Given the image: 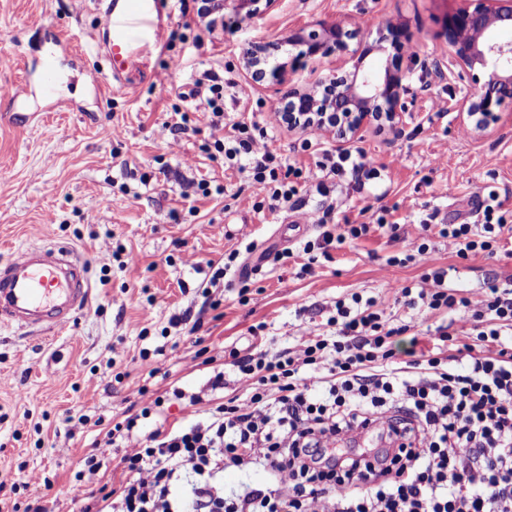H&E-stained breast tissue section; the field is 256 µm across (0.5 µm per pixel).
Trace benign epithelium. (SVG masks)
<instances>
[{"label": "benign epithelium", "instance_id": "benign-epithelium-1", "mask_svg": "<svg viewBox=\"0 0 512 512\" xmlns=\"http://www.w3.org/2000/svg\"><path fill=\"white\" fill-rule=\"evenodd\" d=\"M456 8L446 15L441 36L450 50V64L460 68L473 92L457 107L466 113L469 126L483 130L500 120L503 107L512 106V41L490 37L494 30L512 29V0H456ZM275 0H224V8L251 19L269 10ZM352 33L341 24L302 28L288 38L299 48L298 57L316 59L348 50ZM411 44L406 31L391 23L380 25L379 45L355 50L344 65L324 76L309 89H293L284 97L279 116L288 127H319L344 143L361 137L368 127L378 125L402 132L408 112L405 75L382 72L367 61L374 51L389 48L401 55ZM283 42L269 40L252 45L243 58L253 82L266 77L276 80L286 70L284 61L270 66V59L282 51Z\"/></svg>", "mask_w": 512, "mask_h": 512}]
</instances>
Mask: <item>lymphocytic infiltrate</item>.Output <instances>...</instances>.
I'll return each instance as SVG.
<instances>
[{
	"label": "lymphocytic infiltrate",
	"mask_w": 512,
	"mask_h": 512,
	"mask_svg": "<svg viewBox=\"0 0 512 512\" xmlns=\"http://www.w3.org/2000/svg\"><path fill=\"white\" fill-rule=\"evenodd\" d=\"M267 136V126L241 121L229 137L202 149L246 172L256 210L288 209L317 226L315 238L276 255L301 259V273H313L332 250L375 227L409 243L404 257H390L393 265L425 255L433 235L463 259L494 254L512 235V210L493 191L478 205L480 223L448 224L431 214L411 239L382 216L372 226L338 224L329 202L337 183L361 189L379 170L356 149L325 155L311 174L270 149ZM304 183L320 205L304 208ZM255 250L245 237L221 260L190 255L184 263L207 266L211 287L243 295L251 281L238 260ZM445 277L441 269L424 274L425 288L403 286L399 295L411 309L462 313L471 324L467 336L441 325L430 346L411 337L409 348L398 351L409 324L391 323L377 301L355 294L337 300L326 320L329 333L300 330L293 346L273 354L216 351L209 363L230 359L235 388L218 370L208 388L224 391L223 401L177 392L196 408L184 425H160V396L113 422L104 445L122 449L124 477L79 512H313L319 501L327 512H512V288L492 283L480 298L458 297L445 288ZM151 418L156 428L142 433ZM376 421L406 429L405 444L376 453L340 447ZM253 466L268 473L269 485L225 497V470Z\"/></svg>",
	"instance_id": "1"
}]
</instances>
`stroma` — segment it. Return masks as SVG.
Returning a JSON list of instances; mask_svg holds the SVG:
<instances>
[{
    "mask_svg": "<svg viewBox=\"0 0 512 512\" xmlns=\"http://www.w3.org/2000/svg\"><path fill=\"white\" fill-rule=\"evenodd\" d=\"M455 0H276L264 15L243 19L220 12L214 23L200 18L198 0H166L167 37L149 59L152 81H137L127 94L104 95L107 68L97 55L103 18L94 0H0V264L33 243L66 244L88 269L93 291L74 324L57 334L27 338L0 327V471L15 486L0 489V501L18 508L40 505L47 512H72L69 489L101 427L111 426L145 401L166 396L168 423L193 420L173 390H204L213 368L201 347L244 349L252 325L264 324L262 347L276 352L292 343L301 327L319 329L337 298L353 293L375 298L392 323L435 330L446 317L410 309L396 300L402 285H417L430 267L448 268L455 293L479 298L488 279L512 284V257L483 254L458 258L438 243L422 261L389 264L401 246L379 231L332 250L314 274L299 277L293 263H261L247 302L237 291L220 293L210 307L204 273L182 257L219 260L249 236L258 252L288 243L291 213L255 212L246 177L223 157L199 150L217 137L194 82L206 70L228 80L224 124L254 115L270 119L288 90L306 89L343 63L332 54L287 67L280 80L251 82L243 50L262 39H285L318 23H340L356 39L373 41L384 21L407 30L416 59L373 54L379 69L407 73L409 111L402 134L369 128L356 148L383 169L380 180L360 191L336 189V216L372 221L388 210L405 227L436 212L449 223L472 222L489 191L512 210V109L488 128L468 132L466 115L452 102L469 95L468 81L448 63L440 38L442 18ZM51 60L60 74L59 100L38 92L40 65ZM190 124L179 145L167 147L160 125L175 111ZM308 131L274 122L271 149L305 170L315 167L318 148L339 149L331 133L317 148L301 150ZM224 187L218 199L197 192L200 180ZM133 254L135 263L112 262L106 254ZM198 322L195 334L169 324L172 315ZM163 348L162 373L151 374L142 350ZM53 482L45 489L36 481Z\"/></svg>",
    "mask_w": 512,
    "mask_h": 512,
    "instance_id": "obj_1",
    "label": "stroma"
}]
</instances>
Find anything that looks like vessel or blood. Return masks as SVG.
I'll list each match as a JSON object with an SVG mask.
<instances>
[{
	"label": "vessel or blood",
	"mask_w": 512,
	"mask_h": 512,
	"mask_svg": "<svg viewBox=\"0 0 512 512\" xmlns=\"http://www.w3.org/2000/svg\"><path fill=\"white\" fill-rule=\"evenodd\" d=\"M109 34L100 50L108 64L106 86L123 91L130 73L146 75L164 42L160 0H96ZM87 273L66 245L34 243L0 267V323L59 330L87 306Z\"/></svg>",
	"instance_id": "1"
}]
</instances>
